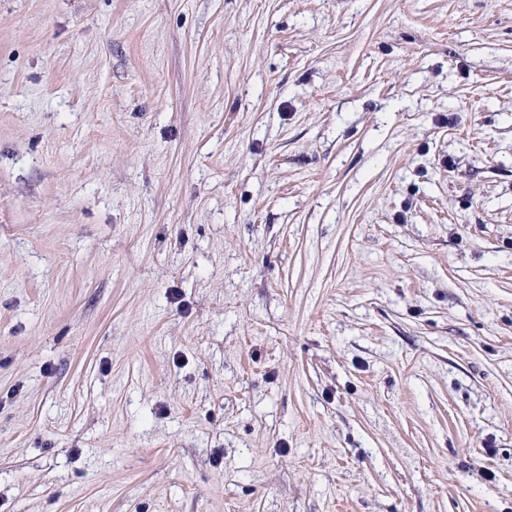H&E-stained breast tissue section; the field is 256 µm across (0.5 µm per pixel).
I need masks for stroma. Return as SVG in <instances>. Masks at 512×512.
I'll return each mask as SVG.
<instances>
[{
	"label": "stroma",
	"instance_id": "obj_1",
	"mask_svg": "<svg viewBox=\"0 0 512 512\" xmlns=\"http://www.w3.org/2000/svg\"><path fill=\"white\" fill-rule=\"evenodd\" d=\"M0 512H512V0H0Z\"/></svg>",
	"mask_w": 512,
	"mask_h": 512
}]
</instances>
